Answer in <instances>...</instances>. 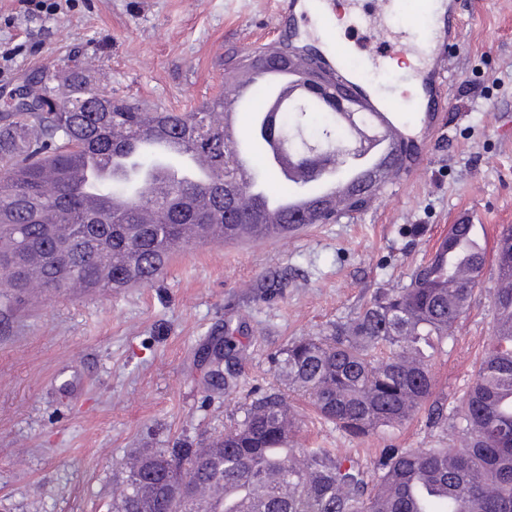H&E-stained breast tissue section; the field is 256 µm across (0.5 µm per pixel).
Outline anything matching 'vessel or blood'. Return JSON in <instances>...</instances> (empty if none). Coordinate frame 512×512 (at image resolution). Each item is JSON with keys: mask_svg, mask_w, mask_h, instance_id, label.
<instances>
[{"mask_svg": "<svg viewBox=\"0 0 512 512\" xmlns=\"http://www.w3.org/2000/svg\"><path fill=\"white\" fill-rule=\"evenodd\" d=\"M349 27L365 31L369 40L357 46L352 55L329 53L315 44L305 42L296 49L289 69H260L243 81L224 85V128L231 142H239L241 131L238 115L250 105L255 88L277 93L304 73L310 57H317L332 79L343 87L364 111L377 113L379 121L390 134L371 157L368 167H382L384 185H392L414 174L422 161L423 149L411 135L403 120L406 112L421 113L424 120L435 121L447 109L446 85L451 77V53L458 44L461 26L459 0H348ZM322 13L289 10V31L317 34L325 27ZM144 148L161 155L178 154L183 166L178 176L186 182H205L209 172L202 158L186 152L182 140L169 136L153 138ZM88 163L72 175L88 200L100 198V187L112 180V163L96 155H88ZM239 185L248 187L241 203L258 197L270 217L292 211L305 216L312 201L300 195L269 194L256 177L250 163H243L238 173ZM279 225L262 228L247 226L236 231L214 226L213 243H256L283 238Z\"/></svg>", "mask_w": 512, "mask_h": 512, "instance_id": "b4317fda", "label": "vessel or blood"}]
</instances>
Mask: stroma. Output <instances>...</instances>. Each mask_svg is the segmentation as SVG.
<instances>
[{
  "instance_id": "obj_1",
  "label": "stroma",
  "mask_w": 512,
  "mask_h": 512,
  "mask_svg": "<svg viewBox=\"0 0 512 512\" xmlns=\"http://www.w3.org/2000/svg\"><path fill=\"white\" fill-rule=\"evenodd\" d=\"M460 43L442 121L417 124V172L359 212L250 247L185 249L150 286L25 296L0 307V512H112L123 464L140 452L205 448L256 394L279 390L272 356L326 332L381 288L408 285L453 224L494 243L512 225V0H461ZM278 0H70L53 15L0 0V103L71 58L114 97L173 111L224 89L228 61L286 42ZM495 261L432 362V400L366 438L286 394L299 448L354 449L373 470L382 449L451 448L450 423L493 324ZM242 347L230 395L206 390L199 352L225 329Z\"/></svg>"
}]
</instances>
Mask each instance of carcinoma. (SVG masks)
I'll list each match as a JSON object with an SVG mask.
<instances>
[{
    "label": "carcinoma",
    "mask_w": 512,
    "mask_h": 512,
    "mask_svg": "<svg viewBox=\"0 0 512 512\" xmlns=\"http://www.w3.org/2000/svg\"><path fill=\"white\" fill-rule=\"evenodd\" d=\"M288 48H272L255 63L284 65ZM98 94L90 71L70 66L64 82L40 79L20 90L18 100L0 113V304L27 294L32 263L40 265L42 288L65 292L78 282L88 292L119 291L150 285L183 249L182 229L209 234L212 216L194 205L199 194L214 198L222 224H260L265 210L242 208L234 188L240 158L224 135L216 95L188 112H145L140 103L112 100L108 112H87ZM361 129L384 134L372 112H358ZM123 132L120 139L113 131ZM158 133L185 138L204 157L212 185L181 181L168 195L150 201L153 223L134 212L88 210L71 189L68 175L87 151L130 159V170L155 165L136 153L137 142ZM352 130L318 95H297L283 106L280 127L254 138L270 153L277 149L288 173L289 193L314 192L322 178L305 169L296 155L311 146L329 160L331 173L345 174L343 149ZM57 174L58 190L42 197L44 172ZM369 196L351 191L346 205L321 202L308 214L310 224H330L362 208ZM57 208L64 229L37 219L38 207ZM486 247L473 224H456L443 237L438 256L418 267L410 284L381 290L322 336H304L275 353L277 378L308 396L315 412L354 437H369L403 424L433 394L431 350L454 333L468 312L486 263ZM498 277L512 283V225L501 227L494 246ZM494 321L475 381L459 406L454 430L458 448H387L370 480L359 464L334 448H293L295 418L276 392L255 398L243 415L209 447L161 448L140 454L124 466L126 478L114 512H198L199 495L231 486L211 512H512V287L492 294ZM211 362L224 364V376L209 388L226 393L237 386L240 343L227 332L210 350Z\"/></svg>",
    "instance_id": "carcinoma-1"
}]
</instances>
